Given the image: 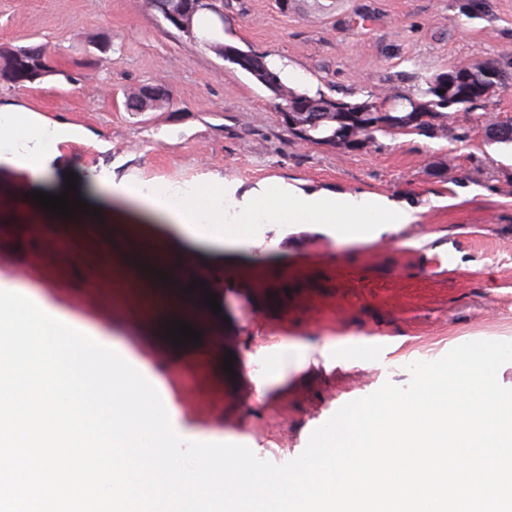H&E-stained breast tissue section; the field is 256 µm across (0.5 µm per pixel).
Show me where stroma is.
<instances>
[{"instance_id": "stroma-1", "label": "stroma", "mask_w": 512, "mask_h": 512, "mask_svg": "<svg viewBox=\"0 0 512 512\" xmlns=\"http://www.w3.org/2000/svg\"><path fill=\"white\" fill-rule=\"evenodd\" d=\"M312 1L295 0L284 12L278 0H221L224 40L285 62L300 87L361 100L411 88L416 75L512 55V0H483L473 19L460 0H316V9ZM105 40L112 50L104 58L97 46ZM38 44L53 53L52 74L24 88L0 83V103L46 127H72L60 159L81 171L192 187L210 179L242 205L279 184L375 194L415 210L412 222L363 242L265 225L258 246L225 247L223 268L202 267L220 303L214 312L188 301L179 282H151L124 249L113 248L107 268L85 267L71 244L94 247V234L66 224L47 233L32 210L28 174L0 165V215L25 227L22 247L0 250V280L48 253L49 263L30 267L21 284L48 293L80 331L161 374L171 395L193 383L208 404L180 403L189 428L282 464L344 404L386 382L407 385L409 364L466 342L512 341V153H495L483 130L464 142L439 132L381 135L356 152L306 145L281 125L264 87L174 29L150 0H0V48ZM145 83L166 88L172 105L127 111V92ZM100 221L113 238L158 245L154 267H168L173 233L157 213L115 196ZM447 258L454 275L434 289L417 287ZM217 315L226 325L208 332ZM172 320L200 331V343L174 346L160 331ZM284 340L392 350L329 371L290 369L257 398L242 367ZM229 354L234 377L223 370Z\"/></svg>"}]
</instances>
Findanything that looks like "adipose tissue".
<instances>
[{
	"label": "adipose tissue",
	"mask_w": 512,
	"mask_h": 512,
	"mask_svg": "<svg viewBox=\"0 0 512 512\" xmlns=\"http://www.w3.org/2000/svg\"><path fill=\"white\" fill-rule=\"evenodd\" d=\"M65 140L64 130H48L33 123L28 112L0 107V163L25 169L36 190L54 196L65 190V177L71 170L57 159ZM113 189L166 215L179 233L176 245L183 251L194 250L203 241L219 246L253 245L257 224H307L323 236L363 241L412 220L407 208L375 197L326 190L291 193L278 185L255 195L235 213L220 204L228 196L226 188L209 182L187 193L175 207L162 205L133 182L114 184ZM309 356V349L280 344L273 355L252 357L250 376L257 396L265 397L283 381L288 367L304 364Z\"/></svg>",
	"instance_id": "adipose-tissue-1"
}]
</instances>
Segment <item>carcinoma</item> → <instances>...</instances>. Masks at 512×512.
<instances>
[{"label": "carcinoma", "instance_id": "1", "mask_svg": "<svg viewBox=\"0 0 512 512\" xmlns=\"http://www.w3.org/2000/svg\"><path fill=\"white\" fill-rule=\"evenodd\" d=\"M47 47L29 46L3 58L0 67L10 66L15 71V86L29 84L28 65L42 60ZM224 60L249 74L270 96H275L271 83L276 82L296 93L298 100L310 114H332L334 119L325 120L307 127V135L300 141L320 144L331 137H347L355 134L369 145L377 135H392L399 127H409L413 133L430 136L437 129L448 131L454 141L469 137L472 126L486 131L499 124L496 117L484 112L488 97L512 89V61L489 58L477 60L467 66L466 77L474 88L471 98L455 100L453 95L440 94L438 73L430 77H415L413 89L408 93H393L384 97L381 106L372 107L368 101H352L327 95L318 90L290 87L282 79L280 72L269 66L266 56L246 51L233 44H224Z\"/></svg>", "mask_w": 512, "mask_h": 512}]
</instances>
